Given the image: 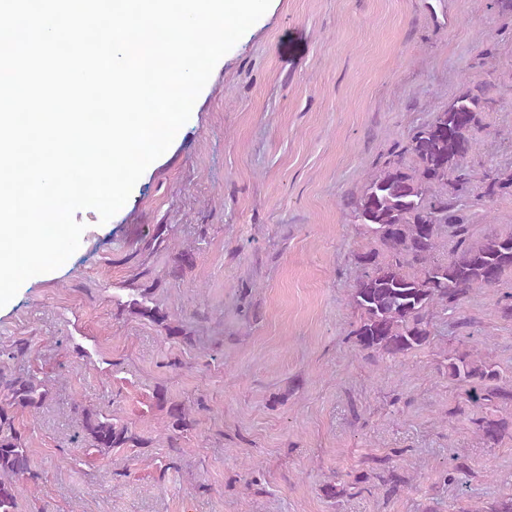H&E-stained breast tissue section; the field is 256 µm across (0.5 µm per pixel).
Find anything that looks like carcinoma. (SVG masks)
Listing matches in <instances>:
<instances>
[{
  "label": "carcinoma",
  "mask_w": 512,
  "mask_h": 512,
  "mask_svg": "<svg viewBox=\"0 0 512 512\" xmlns=\"http://www.w3.org/2000/svg\"><path fill=\"white\" fill-rule=\"evenodd\" d=\"M486 78L448 100L444 108L417 127L406 145L392 152L381 167L351 197L353 222L380 249L365 248L353 255L356 276L350 300L359 319L349 336L365 358L397 359L430 343V322L438 308L457 311L473 291L494 288L512 271V234L489 231L470 241L468 208L512 196V170L475 169L472 131L481 114L494 110L489 96L494 82ZM413 165H407L406 156ZM455 238L445 261L435 258L443 233ZM160 224L139 237L146 250L163 239ZM195 252L174 257L171 274L194 267ZM132 312L156 324L168 339H187L183 325L156 305L147 288L137 289L129 302ZM448 378L464 388L466 402L479 408L512 406V381L492 364L472 353L448 359ZM45 381L11 377L0 372V512H18L17 481L38 478L26 440L16 427V413L41 408L47 397ZM157 405L166 409L168 428L185 432L195 425L186 407L170 400L167 390L155 391ZM84 437L101 452L142 447L136 429L93 408L81 409ZM486 444L512 438V421L493 415L470 419Z\"/></svg>",
  "instance_id": "cac0c4a2"
}]
</instances>
